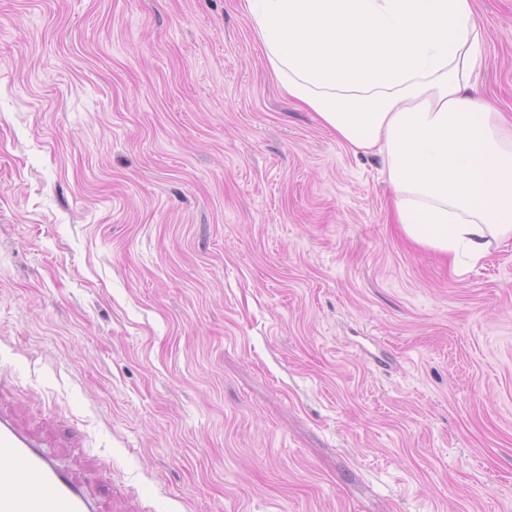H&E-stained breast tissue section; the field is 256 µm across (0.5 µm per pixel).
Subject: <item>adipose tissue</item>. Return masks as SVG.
I'll return each instance as SVG.
<instances>
[{"instance_id": "adipose-tissue-1", "label": "adipose tissue", "mask_w": 512, "mask_h": 512, "mask_svg": "<svg viewBox=\"0 0 512 512\" xmlns=\"http://www.w3.org/2000/svg\"><path fill=\"white\" fill-rule=\"evenodd\" d=\"M283 91L377 156L391 215L458 273L512 239V123L476 93L474 0H243Z\"/></svg>"}]
</instances>
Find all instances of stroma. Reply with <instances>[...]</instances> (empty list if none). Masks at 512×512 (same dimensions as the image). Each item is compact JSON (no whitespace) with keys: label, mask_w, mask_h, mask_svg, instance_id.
Wrapping results in <instances>:
<instances>
[{"label":"stroma","mask_w":512,"mask_h":512,"mask_svg":"<svg viewBox=\"0 0 512 512\" xmlns=\"http://www.w3.org/2000/svg\"><path fill=\"white\" fill-rule=\"evenodd\" d=\"M386 201L241 0H0V404L102 512H512V240Z\"/></svg>","instance_id":"obj_1"}]
</instances>
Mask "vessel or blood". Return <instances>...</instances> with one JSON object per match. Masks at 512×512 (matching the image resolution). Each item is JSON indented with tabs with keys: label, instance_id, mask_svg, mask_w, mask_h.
I'll return each instance as SVG.
<instances>
[{
	"label": "vessel or blood",
	"instance_id": "obj_1",
	"mask_svg": "<svg viewBox=\"0 0 512 512\" xmlns=\"http://www.w3.org/2000/svg\"><path fill=\"white\" fill-rule=\"evenodd\" d=\"M0 512H96L84 484L48 453L43 442L0 409Z\"/></svg>",
	"mask_w": 512,
	"mask_h": 512
}]
</instances>
